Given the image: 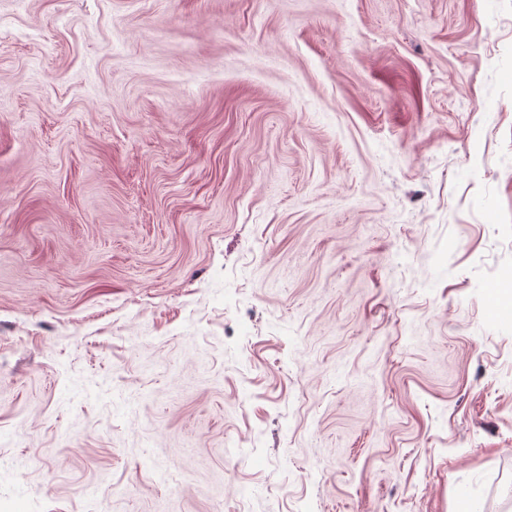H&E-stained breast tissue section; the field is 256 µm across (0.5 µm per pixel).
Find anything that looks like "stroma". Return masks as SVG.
<instances>
[{"mask_svg":"<svg viewBox=\"0 0 512 512\" xmlns=\"http://www.w3.org/2000/svg\"><path fill=\"white\" fill-rule=\"evenodd\" d=\"M512 0H0V512H512Z\"/></svg>","mask_w":512,"mask_h":512,"instance_id":"stroma-1","label":"stroma"}]
</instances>
